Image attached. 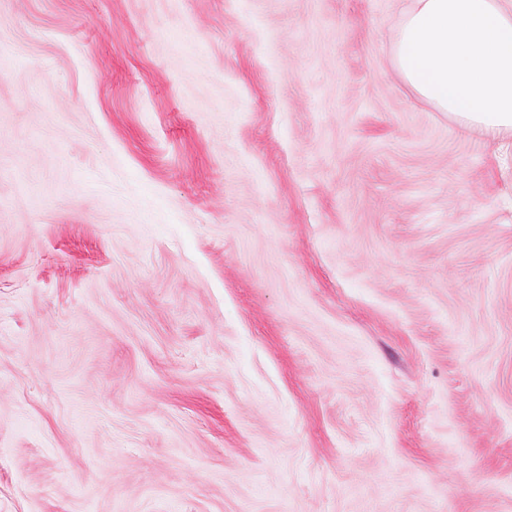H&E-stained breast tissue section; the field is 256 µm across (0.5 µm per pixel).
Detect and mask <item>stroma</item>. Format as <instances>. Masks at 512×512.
Wrapping results in <instances>:
<instances>
[{"instance_id":"35a3bbf8","label":"stroma","mask_w":512,"mask_h":512,"mask_svg":"<svg viewBox=\"0 0 512 512\" xmlns=\"http://www.w3.org/2000/svg\"><path fill=\"white\" fill-rule=\"evenodd\" d=\"M403 0H0V512H512V144Z\"/></svg>"}]
</instances>
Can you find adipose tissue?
Returning a JSON list of instances; mask_svg holds the SVG:
<instances>
[{
	"label": "adipose tissue",
	"mask_w": 512,
	"mask_h": 512,
	"mask_svg": "<svg viewBox=\"0 0 512 512\" xmlns=\"http://www.w3.org/2000/svg\"><path fill=\"white\" fill-rule=\"evenodd\" d=\"M391 41L418 96L461 127L512 137V0H411Z\"/></svg>",
	"instance_id": "ef3b65f1"
}]
</instances>
